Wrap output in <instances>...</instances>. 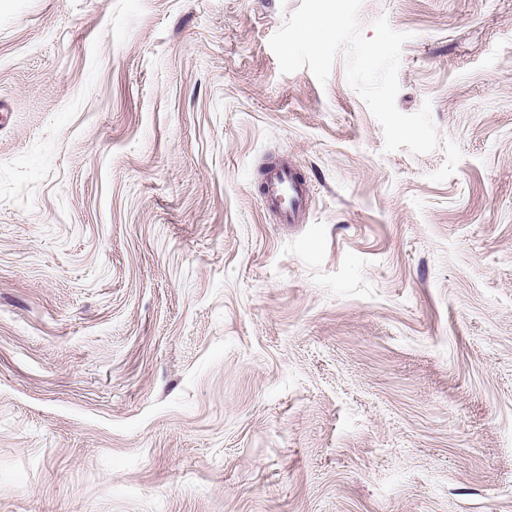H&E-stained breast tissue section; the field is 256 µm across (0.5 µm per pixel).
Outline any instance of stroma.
Here are the masks:
<instances>
[{"label": "stroma", "instance_id": "1", "mask_svg": "<svg viewBox=\"0 0 512 512\" xmlns=\"http://www.w3.org/2000/svg\"><path fill=\"white\" fill-rule=\"evenodd\" d=\"M301 2L0 0V512H512V0H363L441 183ZM270 188L265 192L270 207L279 203L278 196L288 194V209L281 212L282 219L293 224L298 215L304 210L309 190L306 182L292 168L274 169L270 176Z\"/></svg>", "mask_w": 512, "mask_h": 512}]
</instances>
